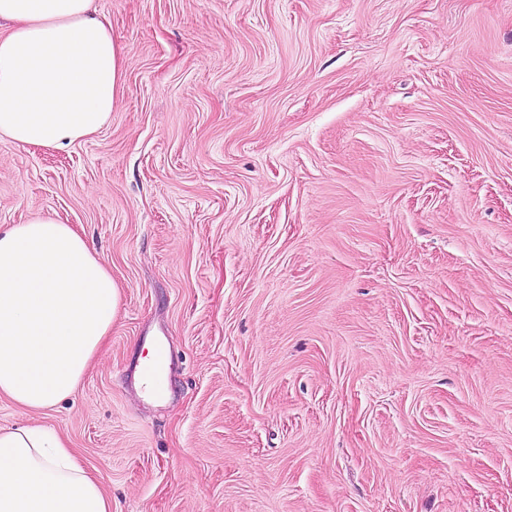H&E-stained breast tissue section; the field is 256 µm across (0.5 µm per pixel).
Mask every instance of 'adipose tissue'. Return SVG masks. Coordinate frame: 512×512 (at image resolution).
Listing matches in <instances>:
<instances>
[{
    "mask_svg": "<svg viewBox=\"0 0 512 512\" xmlns=\"http://www.w3.org/2000/svg\"><path fill=\"white\" fill-rule=\"evenodd\" d=\"M0 136L65 150L100 133L122 51L93 0H0ZM119 289L73 225L0 226V397L40 411L69 398L112 332ZM0 512H112L67 440L0 429Z\"/></svg>",
    "mask_w": 512,
    "mask_h": 512,
    "instance_id": "obj_1",
    "label": "adipose tissue"
}]
</instances>
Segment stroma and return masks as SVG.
Here are the masks:
<instances>
[{"instance_id":"obj_1","label":"stroma","mask_w":512,"mask_h":512,"mask_svg":"<svg viewBox=\"0 0 512 512\" xmlns=\"http://www.w3.org/2000/svg\"><path fill=\"white\" fill-rule=\"evenodd\" d=\"M97 136L0 138L120 290L40 424L112 512H512V0H96ZM164 337L169 394L131 367Z\"/></svg>"}]
</instances>
